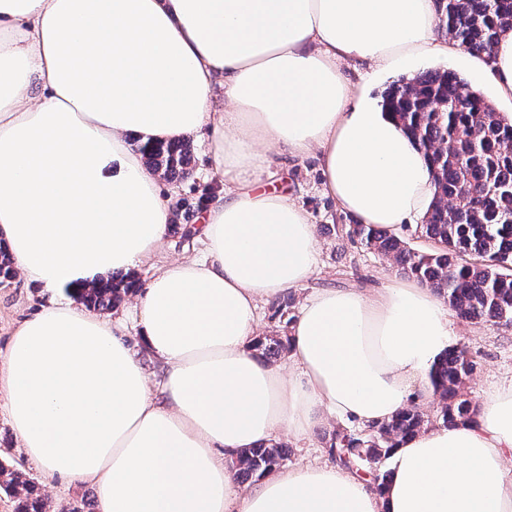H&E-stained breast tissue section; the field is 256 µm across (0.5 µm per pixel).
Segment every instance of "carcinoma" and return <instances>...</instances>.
Instances as JSON below:
<instances>
[{
	"mask_svg": "<svg viewBox=\"0 0 512 512\" xmlns=\"http://www.w3.org/2000/svg\"><path fill=\"white\" fill-rule=\"evenodd\" d=\"M439 27L473 55L491 57L504 29L512 26V0H434ZM383 106L424 154L433 175L434 197L418 233L434 242L419 251L405 239L370 224H355L349 234L393 261L397 271L432 288L461 317L478 322H512V123L480 92L451 70H426L401 79L386 91ZM138 151L147 165L172 181L187 174L191 144L186 139L147 142ZM15 266L0 247V281L11 280ZM139 288L131 276H112L79 292L87 305L112 310ZM292 299L275 315L283 335L259 338L254 348L268 358L290 349ZM476 361L463 346H453L434 363L429 383L440 397L436 420L443 427L474 421L477 406L464 397ZM427 422L410 404L390 420L354 434L344 428L323 437L328 454L351 470L367 471L382 489V469L393 448ZM288 459L277 443L244 448L230 458L239 480L262 476ZM0 488L18 498L16 512H48L47 502L23 473L0 463Z\"/></svg>",
	"mask_w": 512,
	"mask_h": 512,
	"instance_id": "carcinoma-1",
	"label": "carcinoma"
}]
</instances>
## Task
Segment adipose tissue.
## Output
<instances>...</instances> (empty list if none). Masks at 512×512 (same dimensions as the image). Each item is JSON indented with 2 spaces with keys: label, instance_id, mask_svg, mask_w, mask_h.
<instances>
[{
  "label": "adipose tissue",
  "instance_id": "ef3b65f1",
  "mask_svg": "<svg viewBox=\"0 0 512 512\" xmlns=\"http://www.w3.org/2000/svg\"><path fill=\"white\" fill-rule=\"evenodd\" d=\"M433 0H0V247L55 299L0 362L12 430L36 466L89 482L99 512H512V385L472 423L423 427L394 449L383 490L339 465L241 485L239 449L305 440L328 420L367 427L432 395L455 340L418 281L306 296L290 365L254 356L263 300L302 287L318 242L304 210L259 185L271 154L319 152L330 196L394 231L433 197L423 153L339 64L408 70L456 58ZM512 103V30L467 58ZM210 131L224 193L203 211L201 258H155L172 188L128 148ZM149 264L139 340L76 292Z\"/></svg>",
  "mask_w": 512,
  "mask_h": 512
}]
</instances>
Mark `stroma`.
I'll return each mask as SVG.
<instances>
[{
	"mask_svg": "<svg viewBox=\"0 0 512 512\" xmlns=\"http://www.w3.org/2000/svg\"><path fill=\"white\" fill-rule=\"evenodd\" d=\"M193 159L186 178L175 181L176 198L186 199L190 208L182 222L199 223L205 204L220 192L221 185L212 174L209 132L190 135ZM271 175L263 187L286 194L302 207L314 224L318 239V263L309 288H379L397 280L391 260L360 244L348 233L356 219L342 211L329 195L316 155L296 157L285 153L271 157ZM50 299L38 286L14 277L0 287V359L4 358L11 333L26 317L37 312ZM456 341L476 357L478 368L464 392L473 401H481L485 391L495 385L512 382V324L474 323L460 316L452 318ZM0 463L19 469L39 484L52 512L65 506L92 503L97 499L91 483L60 481L32 464L14 435L4 410L0 409Z\"/></svg>",
	"mask_w": 512,
	"mask_h": 512,
	"instance_id": "1",
	"label": "stroma"
}]
</instances>
